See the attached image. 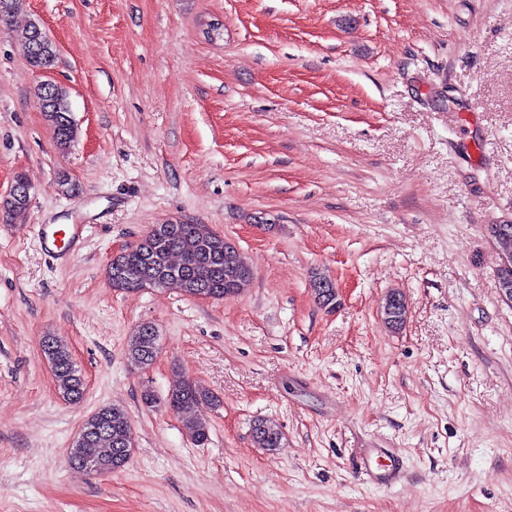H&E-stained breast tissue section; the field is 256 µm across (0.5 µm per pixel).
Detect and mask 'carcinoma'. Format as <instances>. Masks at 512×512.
Here are the masks:
<instances>
[{"label": "carcinoma", "instance_id": "obj_1", "mask_svg": "<svg viewBox=\"0 0 512 512\" xmlns=\"http://www.w3.org/2000/svg\"><path fill=\"white\" fill-rule=\"evenodd\" d=\"M34 34L32 24L20 34L28 61L36 69L49 70L57 57L56 46L50 40L37 45ZM37 98L57 144L69 145L76 130L66 90L56 84H42ZM29 202L30 196L20 191L6 198L0 209L6 217L15 219L27 211ZM108 276L112 287L127 292L176 287L188 296L203 293L222 300L238 293L252 279L253 272L238 249L205 224H156L135 245L112 258ZM330 283V278L314 275L315 298L323 305L336 299ZM42 347L63 399L72 404L81 402L85 379L67 347L50 336L43 338ZM158 353L159 336L154 326L140 325L128 339V361L145 369L154 363ZM208 399L209 393L189 379L171 389L166 399V407L182 418L191 439L199 445L208 441V426L198 408ZM251 435L254 444L269 454L283 447L280 430L262 419L254 421ZM133 447L134 433L127 413L104 405L83 424L68 454V463L93 475L114 473L125 468Z\"/></svg>", "mask_w": 512, "mask_h": 512}]
</instances>
